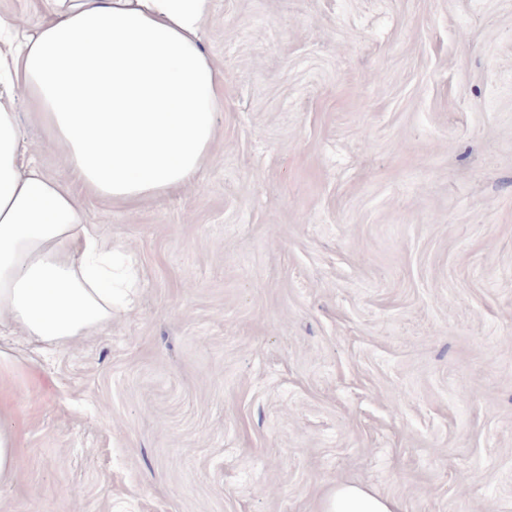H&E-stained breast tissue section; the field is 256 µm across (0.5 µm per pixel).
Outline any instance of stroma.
Listing matches in <instances>:
<instances>
[{
  "label": "stroma",
  "instance_id": "1",
  "mask_svg": "<svg viewBox=\"0 0 512 512\" xmlns=\"http://www.w3.org/2000/svg\"><path fill=\"white\" fill-rule=\"evenodd\" d=\"M192 186L89 223L135 304L15 346L0 512H512V0H212ZM15 437L8 432L0 431V482L14 474ZM398 503L366 488L338 484L324 504V512H398Z\"/></svg>",
  "mask_w": 512,
  "mask_h": 512
}]
</instances>
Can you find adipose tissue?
Returning a JSON list of instances; mask_svg holds the SVG:
<instances>
[{
    "mask_svg": "<svg viewBox=\"0 0 512 512\" xmlns=\"http://www.w3.org/2000/svg\"><path fill=\"white\" fill-rule=\"evenodd\" d=\"M34 27L0 17V336L52 350L130 302L132 259L87 204L143 201L195 182L210 158L222 72L204 47L211 0H47ZM34 113L63 177L32 158ZM340 484L324 512H398Z\"/></svg>",
    "mask_w": 512,
    "mask_h": 512,
    "instance_id": "1",
    "label": "adipose tissue"
}]
</instances>
